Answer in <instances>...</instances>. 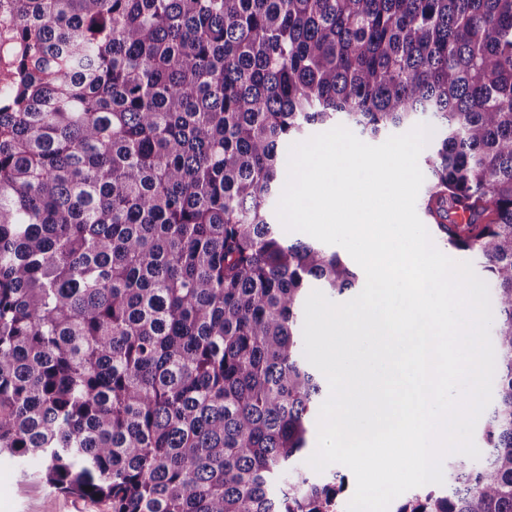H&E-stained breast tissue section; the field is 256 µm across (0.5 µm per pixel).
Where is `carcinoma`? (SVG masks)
<instances>
[{"instance_id": "carcinoma-1", "label": "carcinoma", "mask_w": 512, "mask_h": 512, "mask_svg": "<svg viewBox=\"0 0 512 512\" xmlns=\"http://www.w3.org/2000/svg\"><path fill=\"white\" fill-rule=\"evenodd\" d=\"M0 95V454L111 512H337L299 467L301 309L357 273L269 206L308 126L426 124L424 211L485 260L478 464L396 512H512V0H14ZM8 30L0 25V89L13 83L15 62L6 47Z\"/></svg>"}]
</instances>
